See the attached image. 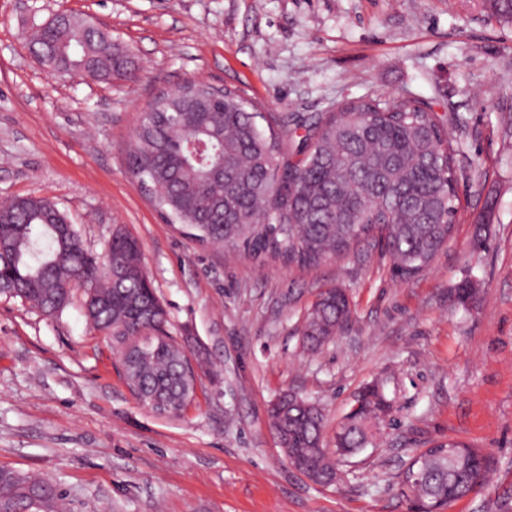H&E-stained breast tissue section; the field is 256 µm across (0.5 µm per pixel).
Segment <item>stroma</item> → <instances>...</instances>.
<instances>
[{
    "instance_id": "stroma-1",
    "label": "stroma",
    "mask_w": 512,
    "mask_h": 512,
    "mask_svg": "<svg viewBox=\"0 0 512 512\" xmlns=\"http://www.w3.org/2000/svg\"><path fill=\"white\" fill-rule=\"evenodd\" d=\"M59 10L101 23L136 79L47 73L26 36ZM190 83L276 114L422 99L458 147L452 239L407 282L367 243L285 268L191 242L127 169L141 113ZM30 195L56 203L95 253L116 224L138 241L196 395L170 416L141 404L81 288L51 316L0 295V469L52 480L71 512H407L398 475L457 439L482 448L490 472L448 512H512V23L484 0H0V202ZM465 280L477 296L462 306ZM333 286L356 319L313 354L300 327ZM370 385L393 406L376 447L329 487L292 469L268 418L277 396L319 403L330 446Z\"/></svg>"
}]
</instances>
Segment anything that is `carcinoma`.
<instances>
[{
	"mask_svg": "<svg viewBox=\"0 0 512 512\" xmlns=\"http://www.w3.org/2000/svg\"><path fill=\"white\" fill-rule=\"evenodd\" d=\"M502 21H512V0H489ZM105 32L70 16L40 27L31 46L47 53L60 73L133 80L130 57L102 46ZM261 113L234 90L220 93L189 84L155 99L142 113L127 153V167L166 223L200 246L220 247L256 264L310 268L347 254L360 243H382L391 275L408 281L426 271L451 238L457 215L455 149L443 120L422 100L377 96L345 102L310 116L269 114L268 127L289 129L288 142L266 135ZM67 216L45 198L18 197L0 205V294L18 297L46 315L67 305L64 286L90 271L83 311L92 327L112 337L117 353L137 334L151 331V353L124 367V378L145 403L159 398L179 409L195 393L184 347L167 330L168 313L151 286L138 242L116 224L112 265L95 253ZM345 289L320 292L301 327L316 352L353 318ZM359 410L324 448L325 415L315 402L285 392L269 409L288 463L316 483L332 479L338 463L372 445L385 426ZM441 448L453 456L419 452L418 477L402 482L408 512H446L485 481L489 461L465 442ZM44 512H66L59 487L36 476L0 470V512H17L31 497Z\"/></svg>",
	"mask_w": 512,
	"mask_h": 512,
	"instance_id": "1",
	"label": "carcinoma"
}]
</instances>
